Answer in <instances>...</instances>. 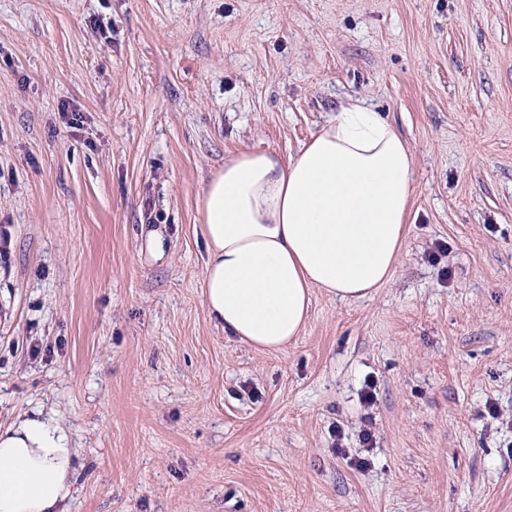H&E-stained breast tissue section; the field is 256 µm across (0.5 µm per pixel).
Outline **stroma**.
<instances>
[{
    "label": "stroma",
    "mask_w": 512,
    "mask_h": 512,
    "mask_svg": "<svg viewBox=\"0 0 512 512\" xmlns=\"http://www.w3.org/2000/svg\"><path fill=\"white\" fill-rule=\"evenodd\" d=\"M355 100L413 153L396 272L257 350L202 191ZM34 412L68 512H512V0H0V430Z\"/></svg>",
    "instance_id": "obj_1"
}]
</instances>
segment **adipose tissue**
Listing matches in <instances>:
<instances>
[{"instance_id": "obj_1", "label": "adipose tissue", "mask_w": 512, "mask_h": 512, "mask_svg": "<svg viewBox=\"0 0 512 512\" xmlns=\"http://www.w3.org/2000/svg\"><path fill=\"white\" fill-rule=\"evenodd\" d=\"M410 148L363 102L341 106L294 156L246 150L202 194L204 305L225 333L279 350L315 290L340 301L389 283L405 243ZM77 480L69 433L31 415L0 432V512H65Z\"/></svg>"}]
</instances>
